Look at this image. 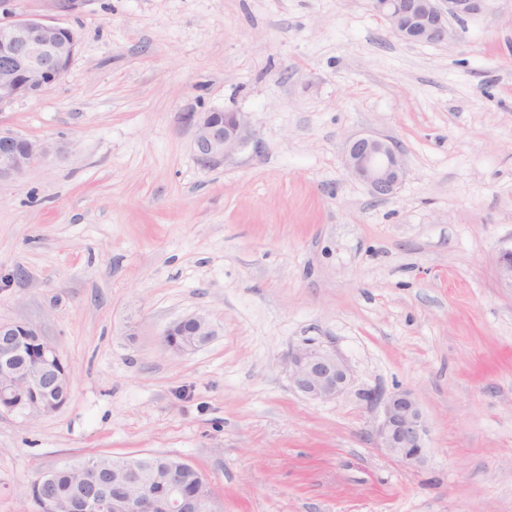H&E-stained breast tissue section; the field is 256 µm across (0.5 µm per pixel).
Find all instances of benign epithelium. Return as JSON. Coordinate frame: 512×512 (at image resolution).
<instances>
[{"label": "benign epithelium", "instance_id": "1", "mask_svg": "<svg viewBox=\"0 0 512 512\" xmlns=\"http://www.w3.org/2000/svg\"><path fill=\"white\" fill-rule=\"evenodd\" d=\"M16 0H0V107L34 97L63 77L60 63L75 56V31L54 21L52 13L72 10L77 0H42L40 14H21ZM373 8L390 33L410 43L443 44L452 36L449 19L463 21L484 13L488 0H373ZM198 160L211 164L226 160L257 143L255 131L244 112L228 110L190 116ZM61 153L47 139L28 138L0 123V182L24 175L34 166ZM350 174L381 198L395 194L406 177V167L395 144L372 136L348 141L345 151ZM180 325L193 330L206 345L215 328L202 314L184 317ZM29 344L39 346L41 360L29 367L24 362ZM292 386L303 396L330 401L340 396L350 380L346 363L323 342L308 340L288 352ZM0 401H12L29 418L43 415L46 396L70 384V374L56 348L40 330L28 323L0 322ZM382 408L375 430L378 445L400 464L418 466L426 461L428 426L414 393L397 388L374 399ZM180 473L169 468L158 490L145 483L138 472H123L126 495L109 500L100 492L72 503L71 512H205L206 501L178 492Z\"/></svg>", "mask_w": 512, "mask_h": 512}]
</instances>
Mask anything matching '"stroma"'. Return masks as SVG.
I'll return each mask as SVG.
<instances>
[{"label": "stroma", "mask_w": 512, "mask_h": 512, "mask_svg": "<svg viewBox=\"0 0 512 512\" xmlns=\"http://www.w3.org/2000/svg\"><path fill=\"white\" fill-rule=\"evenodd\" d=\"M64 77L0 108L67 145L0 183V321L38 326L71 395L0 414V512L98 456L165 453L224 512H512V0L454 39L391 34L371 0H81ZM247 113L258 145L202 164L189 113ZM390 140L375 197L345 165ZM193 313L216 334L175 354ZM330 344L351 382L302 397L286 354ZM415 393L426 462L375 439L369 398ZM350 174L366 184L381 198L395 194L406 177V167L395 144L372 136H358L348 141L345 151ZM181 488L182 490L190 495H201L205 493L213 498L214 508L218 510L216 504V497L212 489L206 483L202 482L198 473V469L188 468L184 470L181 476Z\"/></svg>", "instance_id": "stroma-1"}]
</instances>
